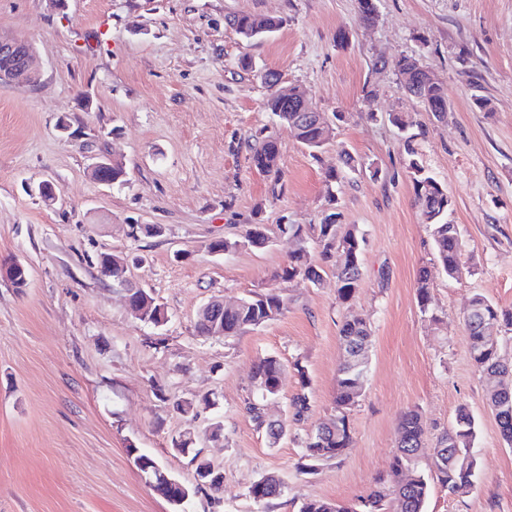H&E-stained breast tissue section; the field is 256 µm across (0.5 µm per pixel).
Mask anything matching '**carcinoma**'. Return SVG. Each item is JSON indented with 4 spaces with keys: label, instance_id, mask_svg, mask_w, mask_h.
<instances>
[{
    "label": "carcinoma",
    "instance_id": "obj_1",
    "mask_svg": "<svg viewBox=\"0 0 512 512\" xmlns=\"http://www.w3.org/2000/svg\"><path fill=\"white\" fill-rule=\"evenodd\" d=\"M231 25L236 33L246 41H254L270 36L283 25L278 18L239 14L233 17ZM398 72L407 93L435 113L437 119L447 116L436 111L437 104L447 98L441 81L432 78L423 66L417 65L413 57H403L399 61ZM266 88L264 105L278 118L282 128L303 146L312 157L330 141L333 129L328 123L319 124L307 118V113L295 111L298 102L308 94L302 86L294 85L283 89L278 76L267 71L261 75ZM408 169L414 186L415 204L419 209L423 223L429 227L430 236L444 272L455 276L460 269L462 243L457 225L448 222V192L445 186L431 176L418 157L410 149ZM339 164L326 170L325 178L339 184L349 173H356L361 167L358 159L345 149L338 152ZM250 164L257 171L270 176L280 171L281 148L279 139L267 135L257 140L250 150ZM127 172L119 161L110 167H103L94 178L111 185L126 182ZM342 214L337 211L325 213L319 224H280V233L293 236L297 248L291 253L288 266L282 269L281 277L292 279L302 276L313 284L322 279L324 265L330 264L336 278V298L346 303L355 295L361 281V252L363 235L354 227L343 229ZM317 243L319 256L311 254L309 242ZM270 243L266 225L252 224L242 239H218L209 243L211 253L227 254L242 245L254 249H264ZM101 273L112 279L115 285L127 282L128 260L122 254L102 253L98 257ZM417 300L422 312L430 311L431 298L427 283V272L421 270L417 279ZM130 305L142 311L140 320L158 326L155 317L158 303L143 288L127 289ZM472 303L481 307L486 317H468L466 328L471 341V353L476 366L484 376V382L490 376H502L506 368L499 364L498 345L484 335L482 322L494 320L509 329L512 327V310L500 309L482 295L473 297ZM288 310V301L276 290L256 293L243 299L236 307L224 308V317L218 319L202 308L197 315L196 331L200 336L212 335L213 327L224 330V337L237 335L244 329L264 325ZM343 347V359L336 376L335 414L318 426L315 433L309 435L302 445L303 456L312 461H328L340 457L352 442V431L348 414L360 401L365 390L369 369V348L371 344L370 324L362 319L347 317L339 330ZM283 365L273 357L261 358L255 366L253 375L256 399L248 402L247 410L259 429H266L270 444L275 445L288 434V424L282 421L266 419L263 401L276 396L280 391ZM494 404H507V409L499 411L498 425L502 438L512 445V388L489 395ZM213 406L207 397L191 400L177 405V409L198 418L200 411ZM399 434L397 451L390 465L386 485L372 491L367 496L371 509L364 512H386L385 503L392 504L393 512H424V504L429 492V476H435L442 488L451 495L463 496L471 492L477 477L478 460L473 451L476 437L475 420L465 407L457 410L452 427L438 440L433 449L431 462L420 464L421 439L424 426L421 415L416 410L404 412L398 424ZM175 452L189 458L199 469L209 458L198 459L201 449L189 444V434L183 433L171 441ZM284 485L273 475H266L253 483L249 489L250 497L257 503L282 495ZM299 512H349L348 509L329 500L312 499L303 502Z\"/></svg>",
    "mask_w": 512,
    "mask_h": 512
}]
</instances>
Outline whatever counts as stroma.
Instances as JSON below:
<instances>
[{
  "label": "stroma",
  "mask_w": 512,
  "mask_h": 512,
  "mask_svg": "<svg viewBox=\"0 0 512 512\" xmlns=\"http://www.w3.org/2000/svg\"><path fill=\"white\" fill-rule=\"evenodd\" d=\"M373 25L358 0H0V36L32 43L39 79L0 83V262L29 270L25 288L0 279V512H175L129 455L137 448L193 484L172 437L193 428L198 447L224 470L214 501L193 494L185 512H299L304 500L358 507L385 475L401 415L425 422L422 462L459 407L476 423L479 470L458 497L432 485L425 512H512V446L503 440L470 353L465 315L474 295L512 309V0H376ZM282 18L272 38L248 43L229 25L237 13ZM348 41L337 45V31ZM443 82L448 116L436 120L408 98L401 56ZM250 57L254 68L240 64ZM306 88L334 136L312 157L263 105L259 73ZM407 113L399 132L388 121ZM70 125L57 130L59 119ZM276 135L278 177L254 170L249 144ZM441 181L463 243L461 271L437 263L414 205L407 148ZM363 163L337 190L345 226L364 236L362 281L349 305L336 280H281L293 243L278 225L320 223L326 168L339 149ZM127 170L114 188L95 180L89 157ZM57 185L48 205L32 184ZM161 224L164 236H132ZM266 225L262 250L216 256L219 237ZM131 255L128 278L164 306L162 327L135 318L98 254ZM429 272L434 317L416 298ZM280 289L288 310L227 339L198 335L199 308ZM371 325L364 395L350 414L353 443L340 459L302 473L301 442L334 413L344 317ZM285 371L269 419L288 423L270 445L246 411L255 362ZM310 408L292 418L291 400ZM209 396L195 422L177 401ZM222 427L210 437L212 423ZM276 475L281 496L248 494Z\"/></svg>",
  "instance_id": "35a3bbf8"
}]
</instances>
